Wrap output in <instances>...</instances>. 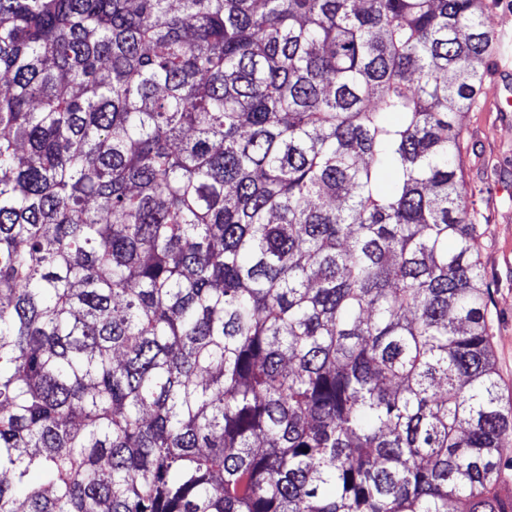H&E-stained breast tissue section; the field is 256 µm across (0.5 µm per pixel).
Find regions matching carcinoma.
<instances>
[{
	"label": "carcinoma",
	"instance_id": "carcinoma-1",
	"mask_svg": "<svg viewBox=\"0 0 512 512\" xmlns=\"http://www.w3.org/2000/svg\"><path fill=\"white\" fill-rule=\"evenodd\" d=\"M483 14L0 0V512H512ZM479 103L459 117L468 205L480 224L479 259L491 292L488 332L505 400L512 398V104Z\"/></svg>",
	"mask_w": 512,
	"mask_h": 512
}]
</instances>
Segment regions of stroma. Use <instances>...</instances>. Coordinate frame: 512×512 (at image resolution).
I'll list each match as a JSON object with an SVG mask.
<instances>
[{"instance_id":"1","label":"stroma","mask_w":512,"mask_h":512,"mask_svg":"<svg viewBox=\"0 0 512 512\" xmlns=\"http://www.w3.org/2000/svg\"><path fill=\"white\" fill-rule=\"evenodd\" d=\"M469 209L479 224V259L491 292L488 332L504 398H512V107L486 101L459 118Z\"/></svg>"}]
</instances>
